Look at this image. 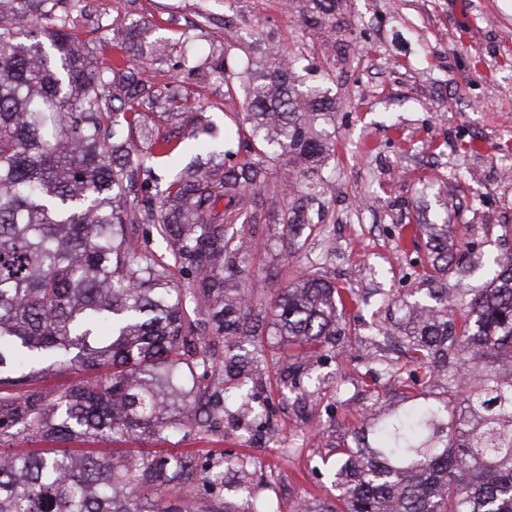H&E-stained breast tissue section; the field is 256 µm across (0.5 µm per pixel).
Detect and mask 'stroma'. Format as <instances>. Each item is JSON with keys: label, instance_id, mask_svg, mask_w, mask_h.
<instances>
[{"label": "stroma", "instance_id": "obj_1", "mask_svg": "<svg viewBox=\"0 0 512 512\" xmlns=\"http://www.w3.org/2000/svg\"><path fill=\"white\" fill-rule=\"evenodd\" d=\"M86 3L73 28L102 66L124 60L113 33L117 24L145 23L148 41L173 51L205 11L210 22L196 43L199 55L222 40L225 26L241 37L230 50L234 56L259 31L281 52L296 55L304 82L329 89L333 104L323 125L334 152L325 175L334 192L318 209L326 230L293 258L276 210H266L252 279L268 306L312 265L329 283L353 289L357 301L343 316L348 340L322 345L316 366L306 364L287 337H262L263 356L252 377L255 405L272 413L267 442L253 440L247 417L230 413L217 426L185 427L160 440L79 437L66 446L117 458L190 456L222 467L223 485L185 489L199 512L224 502L245 512V498L228 489L239 478L224 464L230 455L248 459L254 497L271 501L277 512H296L302 504L310 512H335L342 502L326 460L353 429L365 426L364 406L383 414L403 404L402 387L372 392L364 384L363 357L403 356L407 322L379 308L378 298L414 294L424 300L436 287L461 302L488 286L494 260L512 254V178L499 175L500 163L512 157V12L503 0H336L331 26L307 30L285 0ZM155 74L158 81L189 86L193 111L185 127L198 119L211 127L180 154L179 166L217 163L225 150H237L224 129L234 126L229 111L241 109L242 98L225 105L222 84L187 85L170 65L157 66ZM410 224L448 227V270L436 280L419 272L431 254L426 238H403ZM338 237L344 241L339 252L331 247ZM379 322L387 324L389 337L375 346L368 337ZM314 370L325 377L322 391L303 396ZM86 377L79 369L47 366L21 395L46 402Z\"/></svg>", "mask_w": 512, "mask_h": 512}]
</instances>
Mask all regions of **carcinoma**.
<instances>
[{"label": "carcinoma", "mask_w": 512, "mask_h": 512, "mask_svg": "<svg viewBox=\"0 0 512 512\" xmlns=\"http://www.w3.org/2000/svg\"><path fill=\"white\" fill-rule=\"evenodd\" d=\"M80 2L0 0V387L27 385L47 359L102 374L58 389L46 405L12 399L0 413L1 437L19 430L64 442L206 425L224 403L187 385L185 374L197 369L239 380L235 402L248 410L262 322L244 281L269 167L286 170L280 220L292 256L318 228L312 206L329 186L327 91L301 90L297 59L260 37L253 54L228 56L234 31L226 27L210 57L184 49L174 66L197 83L224 84L229 98L243 88V112L233 118L248 130L244 152L227 150L224 161L160 188L154 161L177 154L176 119L192 111L189 94L144 65L99 69L70 24ZM313 2L303 24L321 29L336 0ZM24 19L35 26H18ZM141 30L116 35L155 62ZM159 126L171 132L160 136ZM142 224L165 252L139 240ZM419 231L432 252L423 276L434 280L448 270V225ZM184 264L190 288L173 281ZM354 301L353 290L306 272L271 304L275 335L300 346L344 337L342 311ZM431 315L407 333L409 359L443 373L455 404L400 383L407 404L336 448L346 512H512V381L495 366L512 351V268L461 304L437 299ZM203 324L243 341L224 345L219 363ZM197 475L191 457L3 452L0 512H197L191 499L167 495Z\"/></svg>", "instance_id": "obj_1"}]
</instances>
